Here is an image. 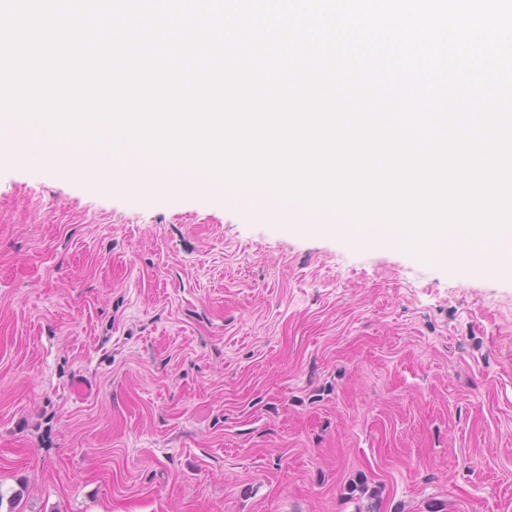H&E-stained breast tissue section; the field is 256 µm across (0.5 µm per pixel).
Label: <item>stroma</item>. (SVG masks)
<instances>
[{"mask_svg":"<svg viewBox=\"0 0 512 512\" xmlns=\"http://www.w3.org/2000/svg\"><path fill=\"white\" fill-rule=\"evenodd\" d=\"M0 167V512H512V277Z\"/></svg>","mask_w":512,"mask_h":512,"instance_id":"obj_1","label":"stroma"}]
</instances>
